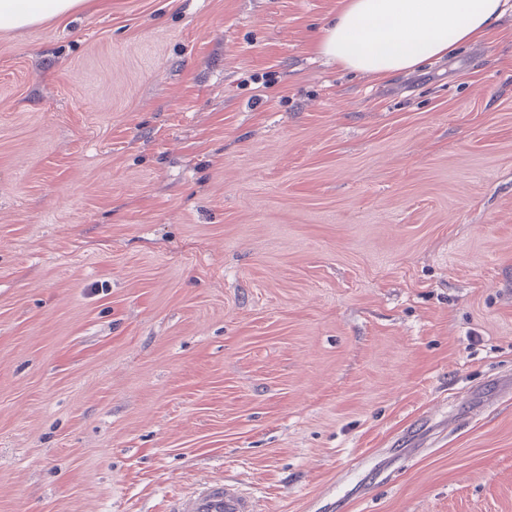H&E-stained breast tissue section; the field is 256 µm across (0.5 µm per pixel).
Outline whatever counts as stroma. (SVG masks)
I'll use <instances>...</instances> for the list:
<instances>
[{
    "label": "stroma",
    "instance_id": "stroma-1",
    "mask_svg": "<svg viewBox=\"0 0 512 512\" xmlns=\"http://www.w3.org/2000/svg\"><path fill=\"white\" fill-rule=\"evenodd\" d=\"M339 6L0 31V512H512V8L380 82ZM174 512H260L258 501L239 482L224 480L202 486Z\"/></svg>",
    "mask_w": 512,
    "mask_h": 512
}]
</instances>
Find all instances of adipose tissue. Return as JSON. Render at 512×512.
<instances>
[{"label":"adipose tissue","mask_w":512,"mask_h":512,"mask_svg":"<svg viewBox=\"0 0 512 512\" xmlns=\"http://www.w3.org/2000/svg\"><path fill=\"white\" fill-rule=\"evenodd\" d=\"M0 0V30H20L70 14L84 0ZM506 0H342L316 44L341 69L376 79L410 72L478 41Z\"/></svg>","instance_id":"ef3b65f1"}]
</instances>
